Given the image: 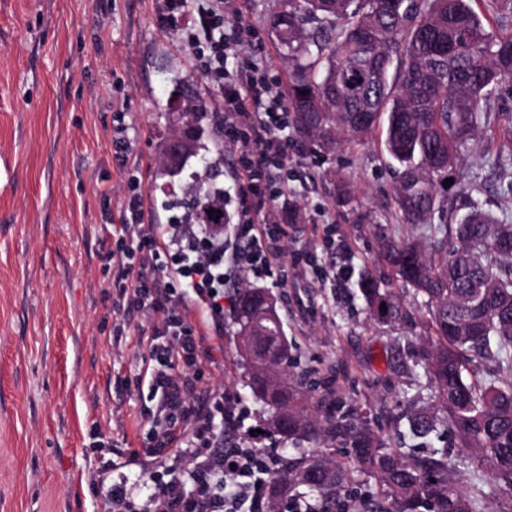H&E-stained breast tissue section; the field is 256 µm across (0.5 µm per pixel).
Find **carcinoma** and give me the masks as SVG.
Here are the masks:
<instances>
[{
  "instance_id": "carcinoma-1",
  "label": "carcinoma",
  "mask_w": 512,
  "mask_h": 512,
  "mask_svg": "<svg viewBox=\"0 0 512 512\" xmlns=\"http://www.w3.org/2000/svg\"><path fill=\"white\" fill-rule=\"evenodd\" d=\"M483 5L477 14L469 2ZM267 20L288 68L285 94L298 132L331 153L349 137L363 139L387 116L385 147L398 163L394 203L403 224L434 240L383 237L380 261L396 281L425 299L430 339L426 377L433 404L407 416L409 432L426 439L451 433L459 446L512 494V249L500 246L496 219L475 205L460 214L440 195L438 179L458 166L462 149L478 140L497 87L512 80V0H271ZM174 93L164 119L158 178L173 204L193 221L213 224L220 206L215 183L224 149L202 140L210 120L192 82L171 71ZM195 135L168 162L182 129ZM499 171L500 194L512 197V162L488 154ZM265 288L238 289L234 323L245 386L264 404V431L283 447L267 484L266 512H350L341 496L349 467L378 485L374 512H484L481 476L467 489L441 452L407 456L366 422L336 414L319 385L289 376L291 359L276 302L258 307ZM360 292L371 318L393 322L399 294L370 276ZM484 362L511 374L491 380L465 375ZM288 417V431L273 421ZM352 448L345 465L326 452Z\"/></svg>"
}]
</instances>
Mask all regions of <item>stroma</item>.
I'll list each match as a JSON object with an SVG mask.
<instances>
[{
    "label": "stroma",
    "mask_w": 512,
    "mask_h": 512,
    "mask_svg": "<svg viewBox=\"0 0 512 512\" xmlns=\"http://www.w3.org/2000/svg\"><path fill=\"white\" fill-rule=\"evenodd\" d=\"M155 0H0V512H109L113 468L136 477L131 460L146 442L138 387L143 357L136 336L112 333L111 227L121 221L129 179L145 208L168 223L155 188L159 115L172 85L169 70L195 76L192 58L162 30ZM265 0H246L244 16L274 79L287 69L266 25ZM129 128L127 168L112 159L117 120ZM288 182L302 219L289 251L307 246L321 263L335 254L316 226H329L349 252L353 278L342 292L313 277L263 286L279 296V314L297 371L331 382L351 420L408 454L446 451L455 477L469 486L476 469L452 436L419 443L408 431L410 407L431 405L421 354L428 321L422 298L402 289L406 317L370 320L358 281L384 280L382 236L413 235L399 223L394 172L376 130L363 142L325 155L289 130ZM484 143L469 145L441 193L463 207L462 188L489 176ZM347 176L355 201L336 197ZM202 395L225 392L243 428L264 408L243 383L232 323L207 329L200 347Z\"/></svg>",
    "instance_id": "1"
}]
</instances>
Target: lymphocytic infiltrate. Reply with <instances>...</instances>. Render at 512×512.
Returning a JSON list of instances; mask_svg holds the SVG:
<instances>
[{
	"instance_id": "f902f5d3",
	"label": "lymphocytic infiltrate",
	"mask_w": 512,
	"mask_h": 512,
	"mask_svg": "<svg viewBox=\"0 0 512 512\" xmlns=\"http://www.w3.org/2000/svg\"><path fill=\"white\" fill-rule=\"evenodd\" d=\"M244 0H157L159 26L171 30L191 53L216 117L232 147L238 175L235 264L253 278L319 276L338 285L347 265L321 266L310 249L284 267L289 236L277 202L288 196L289 110L281 86L270 77L255 30L243 15ZM167 245H160L159 236ZM110 258L113 333L136 331L144 351L140 387L150 401L141 418L149 428L146 457L173 449L176 465L148 472L150 512H256L274 468L273 451L225 444L240 428L223 394L207 410L194 404L199 377L194 366L204 339L190 320L189 301L204 316L224 320V245L203 224L161 229L129 188ZM140 314L144 326L130 323Z\"/></svg>"
}]
</instances>
